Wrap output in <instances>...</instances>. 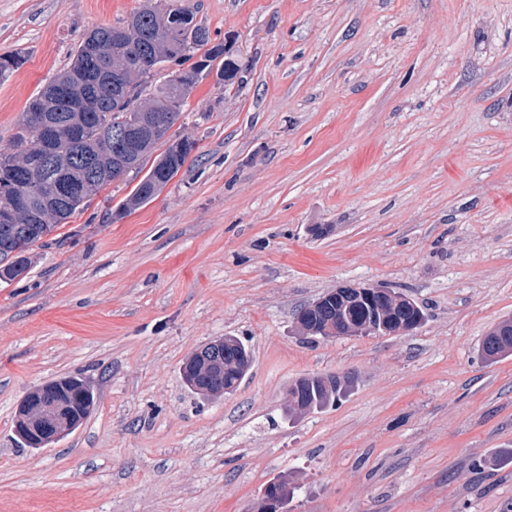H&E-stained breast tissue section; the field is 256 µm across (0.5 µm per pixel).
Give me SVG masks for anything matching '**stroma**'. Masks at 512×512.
Wrapping results in <instances>:
<instances>
[{
    "instance_id": "1",
    "label": "stroma",
    "mask_w": 512,
    "mask_h": 512,
    "mask_svg": "<svg viewBox=\"0 0 512 512\" xmlns=\"http://www.w3.org/2000/svg\"><path fill=\"white\" fill-rule=\"evenodd\" d=\"M142 0H0V152L94 27ZM230 39L244 81L198 82L172 130L195 147L117 219L133 175L33 246L0 285V512H507L512 354V0H164ZM381 284L425 313L407 335L324 339L296 311ZM253 353L237 390L188 391L218 336ZM339 401L288 415L307 375ZM75 376L83 424L34 450L19 402ZM480 356L487 362L512 353V320L503 321L481 340L478 346ZM288 501V494L281 486L274 484L269 486L260 501L261 508L258 512H281L282 506Z\"/></svg>"
}]
</instances>
